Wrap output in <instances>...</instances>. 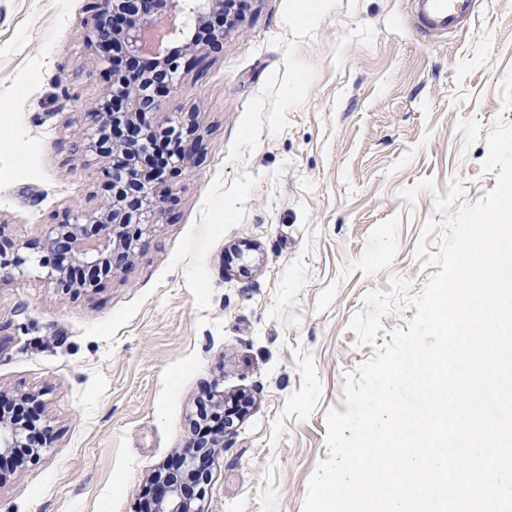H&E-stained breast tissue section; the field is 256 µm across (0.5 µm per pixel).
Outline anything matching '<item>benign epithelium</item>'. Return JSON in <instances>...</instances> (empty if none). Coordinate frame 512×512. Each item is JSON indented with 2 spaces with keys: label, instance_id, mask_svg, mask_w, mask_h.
<instances>
[{
  "label": "benign epithelium",
  "instance_id": "benign-epithelium-1",
  "mask_svg": "<svg viewBox=\"0 0 512 512\" xmlns=\"http://www.w3.org/2000/svg\"><path fill=\"white\" fill-rule=\"evenodd\" d=\"M230 0H95L93 26L84 41L98 50V63L110 78L100 100L87 112L80 148L87 156L109 159L104 167L110 194L97 209L49 227L42 249L49 255L46 278L69 295L93 292L102 277L116 272L134 256L137 241L164 213V199L150 182L165 170L184 167L193 156L195 130L176 119L161 130L142 124L160 99L180 82L179 57L166 44L183 33L167 20L190 16L198 28ZM243 12L227 16L208 47L222 43L224 34L238 30ZM172 137L169 158L160 165L144 160V150L157 133ZM234 406L224 411L215 436L190 440L165 473L152 476L153 491L146 512H203L197 500L208 478L207 464L224 434L235 431ZM28 427L0 410V485L8 478L3 451L21 446Z\"/></svg>",
  "mask_w": 512,
  "mask_h": 512
}]
</instances>
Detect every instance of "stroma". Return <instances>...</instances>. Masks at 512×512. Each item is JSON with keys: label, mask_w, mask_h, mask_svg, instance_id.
I'll return each instance as SVG.
<instances>
[{"label": "stroma", "mask_w": 512, "mask_h": 512, "mask_svg": "<svg viewBox=\"0 0 512 512\" xmlns=\"http://www.w3.org/2000/svg\"><path fill=\"white\" fill-rule=\"evenodd\" d=\"M92 2L0 0V252L28 259L0 276V398L40 394L49 428L38 453H7L0 512H140L213 393L250 404L204 512H303L326 416L374 354L352 316L435 274L416 251L451 178L463 205L496 185L482 164L512 125V0H484L459 36L417 32L413 0H334L309 23L299 0H249L146 115L192 113L202 139L155 185L163 218L72 297L38 263L48 225L105 194L75 148L107 85L83 39Z\"/></svg>", "instance_id": "stroma-1"}]
</instances>
